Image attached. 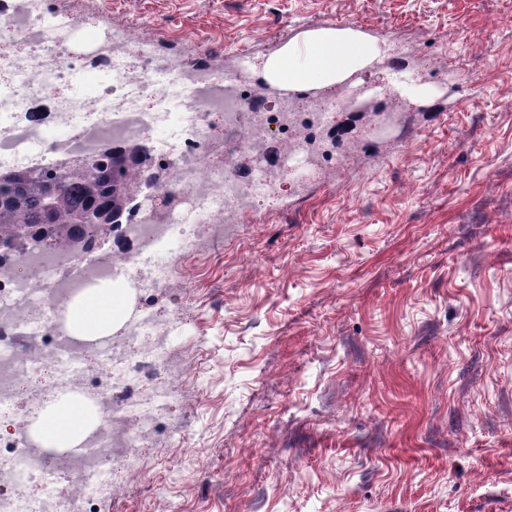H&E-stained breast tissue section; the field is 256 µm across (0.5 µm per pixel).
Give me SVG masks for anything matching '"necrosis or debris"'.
I'll list each match as a JSON object with an SVG mask.
<instances>
[{"instance_id": "obj_1", "label": "necrosis or debris", "mask_w": 512, "mask_h": 512, "mask_svg": "<svg viewBox=\"0 0 512 512\" xmlns=\"http://www.w3.org/2000/svg\"><path fill=\"white\" fill-rule=\"evenodd\" d=\"M137 57V70L127 66ZM114 69L111 80L92 95L69 94L74 76ZM243 82L225 83L210 68H184L177 58L157 62L139 53L137 40L120 30L76 53L67 25L42 9H0V168H25L50 155L92 153L108 141L142 146L149 154L137 174L164 171L168 201L145 203L122 225L113 256H73L56 249L29 251L24 273L0 270V405L17 399L25 379L43 373L47 391L59 389L92 398L100 415L85 449L51 458L30 438L25 426L0 434V512H61L60 498L42 491L45 474L56 471L75 488L74 512H95L94 478L102 469L121 475L139 449L151 447L157 431L171 425L168 380L175 369L166 355L174 318L159 320L152 311L156 292L178 272L175 263H158L155 253L172 237L196 249L201 235H227L255 213L278 203V182L324 178L344 167L345 153L314 150L323 141L329 113L376 109L380 136L401 131L404 115L377 107V91L354 77L343 96L322 99L309 108L281 95L273 105L255 104ZM222 120L230 147L225 160L211 158L214 120ZM166 128V140L155 137ZM251 156L240 169L235 156ZM137 286V314L113 340L103 365L81 371L71 358L93 352V345L69 336L62 313L87 288L114 276ZM153 375L151 383L130 387L131 371Z\"/></svg>"}]
</instances>
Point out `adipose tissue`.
Here are the masks:
<instances>
[{
	"mask_svg": "<svg viewBox=\"0 0 512 512\" xmlns=\"http://www.w3.org/2000/svg\"><path fill=\"white\" fill-rule=\"evenodd\" d=\"M382 53L378 39L353 28L305 31L265 58L256 70L271 88L303 93L334 90L354 73L371 66ZM131 284L117 279L88 289L64 313L68 332L84 340L112 335L129 314ZM97 418L85 400L69 395L42 410L31 425L46 448L80 447Z\"/></svg>",
	"mask_w": 512,
	"mask_h": 512,
	"instance_id": "1",
	"label": "adipose tissue"
}]
</instances>
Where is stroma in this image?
<instances>
[{"mask_svg": "<svg viewBox=\"0 0 512 512\" xmlns=\"http://www.w3.org/2000/svg\"><path fill=\"white\" fill-rule=\"evenodd\" d=\"M224 77L308 29L384 40L439 95L408 140L204 239L161 289L191 366L166 432L97 512H512V0H41ZM437 58L442 74L423 69Z\"/></svg>", "mask_w": 512, "mask_h": 512, "instance_id": "1", "label": "stroma"}]
</instances>
